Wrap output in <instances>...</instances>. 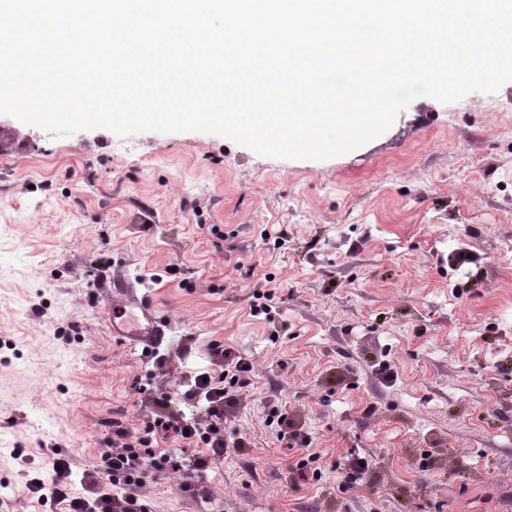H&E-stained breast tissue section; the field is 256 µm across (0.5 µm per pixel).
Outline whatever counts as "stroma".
Returning a JSON list of instances; mask_svg holds the SVG:
<instances>
[{"label": "stroma", "instance_id": "obj_1", "mask_svg": "<svg viewBox=\"0 0 512 512\" xmlns=\"http://www.w3.org/2000/svg\"><path fill=\"white\" fill-rule=\"evenodd\" d=\"M104 275L165 316L156 352L112 334ZM213 340L253 364L229 448L198 492L148 486L153 512H512V81L416 98L326 160L0 113V494L51 512L21 473L58 457L84 491L103 420L140 424ZM273 406L320 479L294 482ZM351 451L371 478L345 491Z\"/></svg>", "mask_w": 512, "mask_h": 512}]
</instances>
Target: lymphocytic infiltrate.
I'll return each instance as SVG.
<instances>
[{
	"label": "lymphocytic infiltrate",
	"instance_id": "1",
	"mask_svg": "<svg viewBox=\"0 0 512 512\" xmlns=\"http://www.w3.org/2000/svg\"><path fill=\"white\" fill-rule=\"evenodd\" d=\"M208 349L211 371L191 374L176 391L177 397L202 405L203 419L158 414L137 430L122 419L109 420L108 446L89 473L93 493L74 492L67 458L55 459L50 480L29 479V490L64 512H151L143 493L148 483L171 473L187 481L206 472L224 456V407L235 400L236 386L251 370L244 357L220 342Z\"/></svg>",
	"mask_w": 512,
	"mask_h": 512
}]
</instances>
